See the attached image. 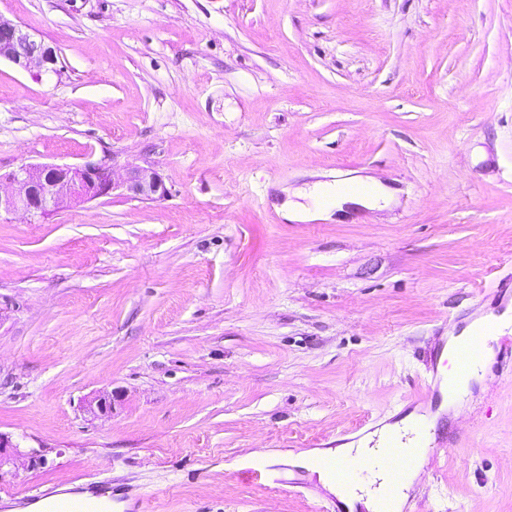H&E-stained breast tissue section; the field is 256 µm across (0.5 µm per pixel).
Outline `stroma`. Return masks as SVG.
<instances>
[{
	"instance_id": "1",
	"label": "stroma",
	"mask_w": 512,
	"mask_h": 512,
	"mask_svg": "<svg viewBox=\"0 0 512 512\" xmlns=\"http://www.w3.org/2000/svg\"><path fill=\"white\" fill-rule=\"evenodd\" d=\"M0 18L57 54L38 77L0 62V173L138 166L168 189L0 217V431L43 454L0 481V512L35 485L313 512L332 496L294 454L408 414L437 381L424 350L512 306V0H0ZM346 180L391 197L278 210ZM438 423L421 512H512V363ZM259 458L273 478L247 477ZM314 197L315 207L313 209H299L289 207L288 204V219L297 221H306L316 218H322L324 214H329L330 211L322 210L318 204L319 197L329 196V200L335 198L336 211H341L343 205L353 204L362 207L372 208L376 206L380 201H386L389 197L388 190L384 188L378 189V192L372 195L364 194H353L343 190V185L336 184V186L323 187L316 186L311 191Z\"/></svg>"
}]
</instances>
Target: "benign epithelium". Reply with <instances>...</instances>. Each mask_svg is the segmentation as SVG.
<instances>
[{
  "label": "benign epithelium",
  "mask_w": 512,
  "mask_h": 512,
  "mask_svg": "<svg viewBox=\"0 0 512 512\" xmlns=\"http://www.w3.org/2000/svg\"><path fill=\"white\" fill-rule=\"evenodd\" d=\"M7 60L25 70L37 68L56 71L55 50L37 42L15 24L0 18V60ZM0 213L22 211L42 217L67 203H82L123 190L133 198L157 199L167 195L161 177L149 169L133 167L117 181L105 165L38 166L22 165L9 174L0 175ZM13 447L0 433V481L14 475L10 466L14 458L6 454Z\"/></svg>",
  "instance_id": "7a95c632"
}]
</instances>
